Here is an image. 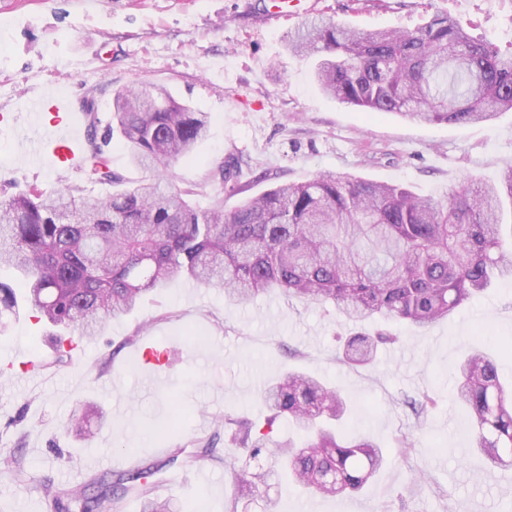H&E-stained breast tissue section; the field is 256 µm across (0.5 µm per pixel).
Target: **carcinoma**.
<instances>
[{
  "instance_id": "carcinoma-1",
  "label": "carcinoma",
  "mask_w": 512,
  "mask_h": 512,
  "mask_svg": "<svg viewBox=\"0 0 512 512\" xmlns=\"http://www.w3.org/2000/svg\"><path fill=\"white\" fill-rule=\"evenodd\" d=\"M289 51L316 60L321 91L367 112L416 122L467 124L512 111V49L475 39L443 13L413 30L365 33L311 20L286 36ZM90 118V176L119 185L112 197H77L65 188H35L0 199V267L20 276L23 299L63 339L96 335L102 322L131 312L143 295L175 278L222 288L231 306L281 294L333 305L345 319L406 320L418 329L448 318L494 282L512 280V241L501 235L503 199L512 201V165L497 183L469 181L444 204L402 185L323 172L283 184L224 211L236 193L239 162L217 167L211 205L196 208L192 187L177 188L170 165L205 139L208 116L177 102L165 88L113 93L112 123L103 141L120 135L131 164L150 177L127 183L112 172L97 143L95 100ZM18 296L0 281V316L16 315ZM384 336H353L343 350L349 366L373 362ZM479 450L494 467L512 465V388L498 361L472 353L459 365L455 389ZM261 401L306 434L297 446L273 440L244 419L224 418V432L250 458L272 456L295 484L335 497L360 490L385 462L384 445L348 441L330 425L346 403L305 373L269 381ZM193 459L214 460V438L197 440ZM0 465L26 476L15 454ZM152 468L103 474L82 489L44 484L53 500L80 512H111L129 494L143 512H170L147 482ZM227 512L266 484L269 471H233Z\"/></svg>"
}]
</instances>
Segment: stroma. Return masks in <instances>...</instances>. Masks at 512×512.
<instances>
[{"mask_svg": "<svg viewBox=\"0 0 512 512\" xmlns=\"http://www.w3.org/2000/svg\"><path fill=\"white\" fill-rule=\"evenodd\" d=\"M264 0H0V198L34 186L47 194L74 185L87 196L111 195L88 169L32 162L42 133L29 98L49 91L94 98L101 123L112 117V93L158 85L208 113L207 138L172 165L174 182L195 187L209 206L211 173L224 157L241 161L245 193L224 197L232 210L273 185L318 173L352 174L402 184L446 200L469 180L497 179L512 163V112L485 123L428 124L366 112L324 96L313 61L288 53L291 15L268 24ZM445 11L473 36L512 47V0H315L313 16L364 32L412 29ZM0 364L40 360L41 378L0 376V455L19 448L26 481L0 468V512H68L50 503L44 480L71 488L105 472L153 464L156 492L192 512H225L232 468L254 469L243 451L218 434L217 419L245 416L282 440L290 428L261 402L266 381L306 371L336 386L352 413L336 424L353 437L387 444L386 461L354 501L359 512H512V466L489 470L474 452L470 420L452 399L459 361L476 348L512 338V282H498L459 311L420 331L404 321L355 324L332 305L282 295L232 307L218 288L173 280L143 296L129 314L108 321L65 365L53 364L48 328L28 311L7 317ZM391 335L377 360L352 367L339 359L343 338ZM168 350L164 386L141 370L145 344ZM429 394L435 405L417 417L405 398ZM87 403L104 420L70 418ZM183 414L182 426L157 442L143 428ZM414 435L412 451L392 447ZM215 438L216 461L169 465L175 449L191 454L197 439ZM346 502L302 491L271 476L256 512H345Z\"/></svg>", "mask_w": 512, "mask_h": 512, "instance_id": "1", "label": "stroma"}]
</instances>
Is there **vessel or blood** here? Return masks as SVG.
<instances>
[{"label":"vessel or blood","instance_id":"obj_1","mask_svg":"<svg viewBox=\"0 0 512 512\" xmlns=\"http://www.w3.org/2000/svg\"><path fill=\"white\" fill-rule=\"evenodd\" d=\"M307 0H275L266 8V21L275 22L288 13L308 10ZM31 112L37 122L50 128V157L53 165L75 169L85 165L86 157L79 135L80 112L75 103L53 93L35 100Z\"/></svg>","mask_w":512,"mask_h":512}]
</instances>
